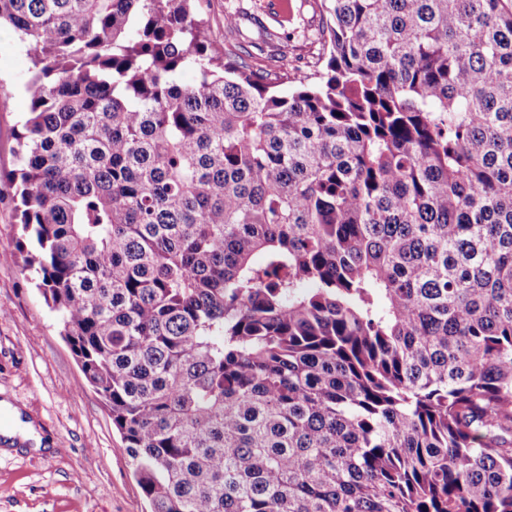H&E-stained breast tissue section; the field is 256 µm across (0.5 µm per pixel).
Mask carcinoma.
<instances>
[{
    "label": "carcinoma",
    "instance_id": "obj_1",
    "mask_svg": "<svg viewBox=\"0 0 512 512\" xmlns=\"http://www.w3.org/2000/svg\"><path fill=\"white\" fill-rule=\"evenodd\" d=\"M319 7L282 76L201 0H0L24 267L150 512H512V0ZM29 47L8 27L0 30V174L19 168L17 134L29 112Z\"/></svg>",
    "mask_w": 512,
    "mask_h": 512
}]
</instances>
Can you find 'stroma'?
I'll use <instances>...</instances> for the list:
<instances>
[{"instance_id": "35a3bbf8", "label": "stroma", "mask_w": 512, "mask_h": 512, "mask_svg": "<svg viewBox=\"0 0 512 512\" xmlns=\"http://www.w3.org/2000/svg\"><path fill=\"white\" fill-rule=\"evenodd\" d=\"M319 0H210L208 34L266 61L290 48L281 68L305 67L317 50ZM236 30L224 27L226 14ZM31 55L9 28L0 29V174L19 167L17 134L30 106ZM17 201L0 185V400L10 402L40 432L44 450L15 442L0 452V512H149L125 444L100 397L88 385L60 334L58 314L18 262L23 240Z\"/></svg>"}]
</instances>
